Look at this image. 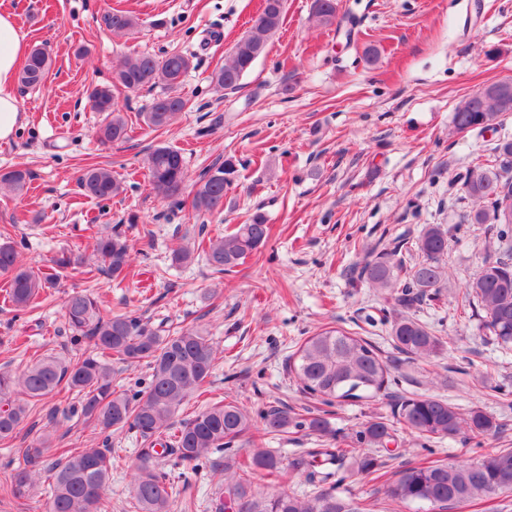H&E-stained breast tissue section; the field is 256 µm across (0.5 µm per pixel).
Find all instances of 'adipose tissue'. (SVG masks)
<instances>
[{
    "mask_svg": "<svg viewBox=\"0 0 512 512\" xmlns=\"http://www.w3.org/2000/svg\"><path fill=\"white\" fill-rule=\"evenodd\" d=\"M29 54V43L13 15L0 10V142L10 141L24 121L14 86Z\"/></svg>",
    "mask_w": 512,
    "mask_h": 512,
    "instance_id": "1",
    "label": "adipose tissue"
}]
</instances>
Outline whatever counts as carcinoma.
<instances>
[{
  "instance_id": "carcinoma-1",
  "label": "carcinoma",
  "mask_w": 512,
  "mask_h": 512,
  "mask_svg": "<svg viewBox=\"0 0 512 512\" xmlns=\"http://www.w3.org/2000/svg\"><path fill=\"white\" fill-rule=\"evenodd\" d=\"M286 0H263L252 26L239 37L231 57L214 70L211 83L219 92L241 88L243 78L267 48L269 40L283 24ZM315 15L329 27L336 23V0H316ZM105 26L114 32H128L139 19L128 11L113 8L103 15ZM50 66L49 55L34 49L23 66L19 80L25 87L42 84ZM192 66L190 57L171 53L161 59L151 55L125 58L115 76V85L128 90L163 85L176 88ZM91 108L105 114L96 130L100 143L122 142L128 124L108 87H95L88 96ZM188 106V99L166 94L154 99L143 113L145 124L161 129ZM512 114V80L494 83L465 99L454 112L458 132H483ZM149 182L158 194L177 199L186 189L188 174L183 154L170 146L154 147L145 158ZM237 178L232 158L203 173L195 181L192 207L197 212H213L224 205V195ZM29 173L12 169L0 173V189L21 194L28 188ZM78 184L89 198L108 200L123 191L122 182L106 165L92 164L82 169ZM467 197L476 208L466 215L468 224H491L498 257L484 262L464 292L471 311L483 310L481 328L503 349L512 347V165L493 170L476 162L464 180ZM266 217L254 214L244 224L224 236L210 238L202 245L208 264L218 273L232 272L268 241ZM403 244L371 250L354 268L357 277L381 290L398 288L397 304L403 309L436 301L437 288L445 274L448 257V230L427 224L416 237L414 248L419 261L406 266L401 257ZM133 248L125 233L114 227L95 232L90 255L63 253L51 260L47 272L26 265L17 250L10 229L0 226V277L8 288L9 302L18 310L34 307L37 300L55 287L64 276H78L86 284L69 293L63 303L70 340L86 343L90 354L75 360L53 355L37 358L22 370L0 371V442L13 440L22 422L38 402L66 390L75 394L72 408L85 424L104 436L124 430L139 436L137 473L131 487L136 512H174V484L157 471L160 459L171 457L177 465L199 466L214 453L224 451L245 437L279 435L290 428L305 427L329 435V421L321 414L308 418L270 408L256 425L235 401L216 400L189 419L176 421L181 406L197 394L214 370L217 349L196 328L188 327L164 334L151 321L127 312L105 314L90 287L100 275L123 278L132 267ZM390 336L394 348L410 360L427 358L441 350L442 342L423 322L408 316L394 318ZM115 358L126 363L146 362L150 379L142 389L126 388L117 382L112 365ZM293 369L303 393L331 406L363 393L377 394L392 385L391 365L380 351L362 336L343 329L322 330L301 345ZM427 440L495 437L508 424L479 408L461 411L448 401L423 395H401L391 405L390 414L367 422L355 434V442L385 448L394 439L397 426ZM51 435L36 439L23 450L25 467L11 470L0 482V496L23 499L36 485L35 477L48 472L45 512H107L108 484L112 477V449L66 448L52 466L41 467ZM341 449L316 448L293 462L294 469L313 476L317 460L334 465ZM280 460L270 451L258 450L245 460L224 459V478L212 498V512H226L227 502L240 506L239 512H365L361 503L324 491L311 499L286 492L258 496L252 478L258 471L279 476ZM359 474L383 481L387 499L401 503L428 504L435 512H449L479 501L512 494V448H493L480 459L458 464L433 461L410 464L396 478H385L384 463L374 455L355 459Z\"/></svg>"
}]
</instances>
